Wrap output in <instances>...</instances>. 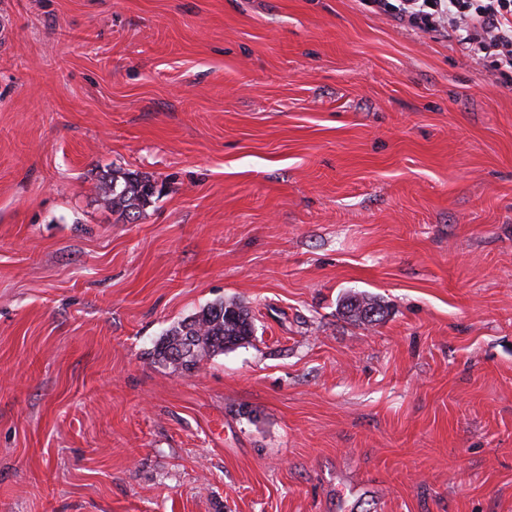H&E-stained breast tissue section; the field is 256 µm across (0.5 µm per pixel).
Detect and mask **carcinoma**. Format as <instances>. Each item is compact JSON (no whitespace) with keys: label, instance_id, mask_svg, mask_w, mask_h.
Here are the masks:
<instances>
[{"label":"carcinoma","instance_id":"carcinoma-1","mask_svg":"<svg viewBox=\"0 0 512 512\" xmlns=\"http://www.w3.org/2000/svg\"><path fill=\"white\" fill-rule=\"evenodd\" d=\"M157 183L137 173L119 171L104 178L103 199L114 210L138 214L152 199L159 196ZM350 316L368 321L366 313L381 307L370 299L354 297L346 305ZM254 327L248 311L235 302H218L207 306L194 316L172 327L155 352L161 361L174 368L190 369L203 357L221 353L253 336Z\"/></svg>","mask_w":512,"mask_h":512}]
</instances>
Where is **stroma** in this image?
I'll return each mask as SVG.
<instances>
[{"instance_id": "stroma-1", "label": "stroma", "mask_w": 512, "mask_h": 512, "mask_svg": "<svg viewBox=\"0 0 512 512\" xmlns=\"http://www.w3.org/2000/svg\"><path fill=\"white\" fill-rule=\"evenodd\" d=\"M0 512H512V72L363 0H0ZM156 186V182L137 173L112 171V175L104 178L101 189L104 201L112 210L135 216L160 195ZM253 332V322L244 307L221 301L172 327L155 352L175 369H191L204 356L224 352L249 339ZM174 351L182 353L180 361L170 357Z\"/></svg>"}]
</instances>
